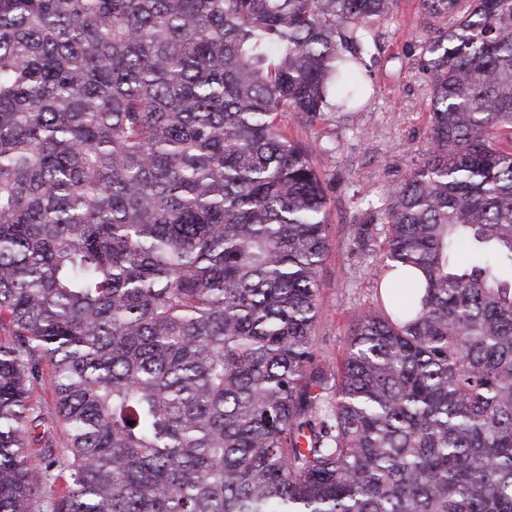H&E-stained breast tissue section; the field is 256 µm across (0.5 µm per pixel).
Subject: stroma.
I'll return each mask as SVG.
<instances>
[{"label":"stroma","mask_w":512,"mask_h":512,"mask_svg":"<svg viewBox=\"0 0 512 512\" xmlns=\"http://www.w3.org/2000/svg\"><path fill=\"white\" fill-rule=\"evenodd\" d=\"M452 24L447 16L425 21L419 0H398L392 16L373 28L375 61L361 111L288 119L289 137L322 147L314 164L330 199V235L318 270L322 309L313 343L332 365L347 355L354 317L378 304L374 274L384 243L363 242L362 231L377 225L376 207L388 204L425 158L432 110L419 43Z\"/></svg>","instance_id":"stroma-1"}]
</instances>
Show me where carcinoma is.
Masks as SVG:
<instances>
[{
  "label": "carcinoma",
  "mask_w": 512,
  "mask_h": 512,
  "mask_svg": "<svg viewBox=\"0 0 512 512\" xmlns=\"http://www.w3.org/2000/svg\"><path fill=\"white\" fill-rule=\"evenodd\" d=\"M397 2L0 0V512H512V0L423 42L405 280L314 350L330 203L283 125L355 107ZM36 397L40 399L42 407L44 408L46 414L49 418L53 419L55 437H56V447L55 453L56 455L62 456L65 451L66 446V438L64 436L63 426L61 423L56 422L55 420V401L52 391L48 388H38V392L36 393Z\"/></svg>",
  "instance_id": "1"
}]
</instances>
